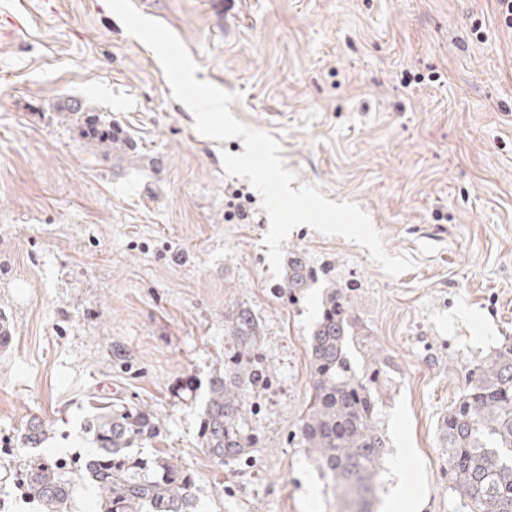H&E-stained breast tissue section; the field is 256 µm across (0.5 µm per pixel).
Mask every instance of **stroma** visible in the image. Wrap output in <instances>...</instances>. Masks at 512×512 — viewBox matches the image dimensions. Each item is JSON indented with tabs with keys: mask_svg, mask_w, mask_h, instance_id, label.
<instances>
[{
	"mask_svg": "<svg viewBox=\"0 0 512 512\" xmlns=\"http://www.w3.org/2000/svg\"><path fill=\"white\" fill-rule=\"evenodd\" d=\"M152 17L197 80L235 95V118L277 140L298 184L357 204L390 255L414 259L392 277L305 225L282 244L356 283L365 351L388 372L372 512L397 485L419 512H470L448 487L439 425L469 365L512 339V26L496 0H154ZM71 101L111 121L123 149L102 156L66 120ZM225 151L243 153L241 139L196 131L106 0H0V512H41L13 472L27 420L78 469L89 392L147 410L153 447L195 472L198 512H336L294 439L323 289L280 292L267 214L228 217L245 181L225 174ZM236 303L261 322L277 395L254 390L260 442L219 466L198 426Z\"/></svg>",
	"mask_w": 512,
	"mask_h": 512,
	"instance_id": "stroma-1",
	"label": "stroma"
}]
</instances>
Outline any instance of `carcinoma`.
<instances>
[{
	"label": "carcinoma",
	"mask_w": 512,
	"mask_h": 512,
	"mask_svg": "<svg viewBox=\"0 0 512 512\" xmlns=\"http://www.w3.org/2000/svg\"><path fill=\"white\" fill-rule=\"evenodd\" d=\"M319 280L305 254L295 251L288 255L279 288L293 295ZM352 291L346 285L324 292L309 342L310 401L297 441L320 465L341 503L373 492L386 445L373 376L352 355L357 340L367 335L347 298ZM224 335L230 365L211 379L199 426L202 450L218 464L246 459L257 447L250 397L263 375L244 359L261 338L259 319L249 306L237 304L224 312ZM84 431L93 452L75 473L36 452L46 439L42 424L27 421L19 431L30 449L19 465L20 479L44 512H70L80 480L96 489L98 512H197L191 469L164 452L138 451L158 433L146 412L99 397ZM441 435L448 485L468 501L471 512H512L511 341L469 369Z\"/></svg>",
	"instance_id": "obj_1"
}]
</instances>
